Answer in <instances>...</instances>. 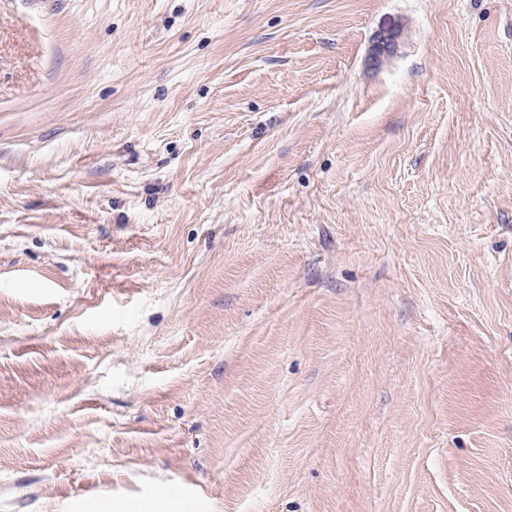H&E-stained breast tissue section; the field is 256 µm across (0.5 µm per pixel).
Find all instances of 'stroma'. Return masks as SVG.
<instances>
[{"instance_id":"1","label":"stroma","mask_w":512,"mask_h":512,"mask_svg":"<svg viewBox=\"0 0 512 512\" xmlns=\"http://www.w3.org/2000/svg\"><path fill=\"white\" fill-rule=\"evenodd\" d=\"M79 499L512 512V0H0V512Z\"/></svg>"}]
</instances>
